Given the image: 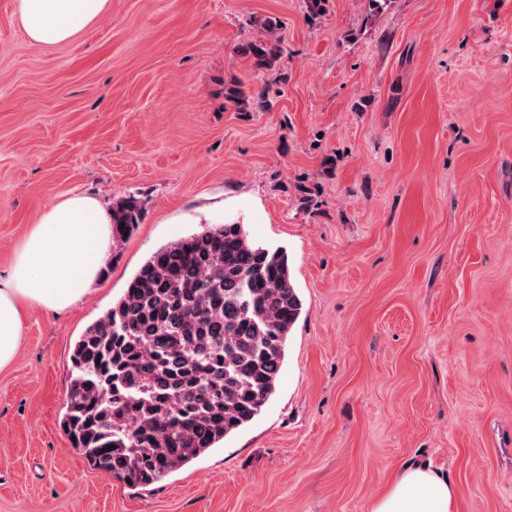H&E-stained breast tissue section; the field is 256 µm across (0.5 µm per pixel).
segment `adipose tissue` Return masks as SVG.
Here are the masks:
<instances>
[{"mask_svg":"<svg viewBox=\"0 0 512 512\" xmlns=\"http://www.w3.org/2000/svg\"><path fill=\"white\" fill-rule=\"evenodd\" d=\"M110 0H14L28 41L50 49L90 35L110 17ZM112 214L98 199L68 194L43 209L0 277V370L11 364L30 306L61 313L89 291L108 260ZM456 489L429 464L399 466L371 512H454Z\"/></svg>","mask_w":512,"mask_h":512,"instance_id":"1","label":"adipose tissue"}]
</instances>
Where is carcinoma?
<instances>
[{
  "label": "carcinoma",
  "instance_id": "1",
  "mask_svg": "<svg viewBox=\"0 0 512 512\" xmlns=\"http://www.w3.org/2000/svg\"><path fill=\"white\" fill-rule=\"evenodd\" d=\"M283 51L240 47L259 69ZM224 98L271 107L264 88L226 87ZM140 216L131 197L112 205V245ZM302 311L286 253L242 224H204L165 244L76 341L65 434L90 466L131 487L164 479L261 413Z\"/></svg>",
  "mask_w": 512,
  "mask_h": 512
}]
</instances>
